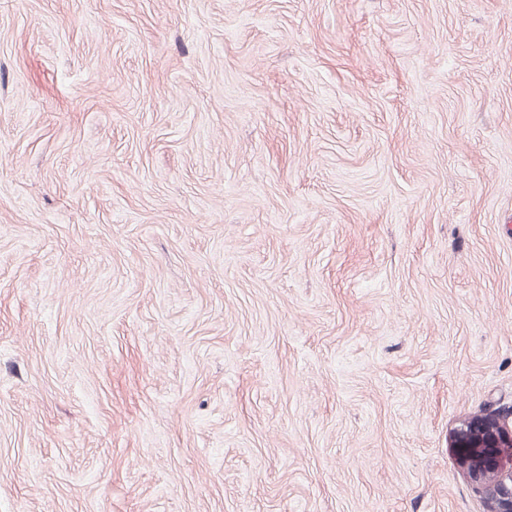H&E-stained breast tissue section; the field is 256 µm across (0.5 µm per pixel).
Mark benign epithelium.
I'll list each match as a JSON object with an SVG mask.
<instances>
[{
	"label": "benign epithelium",
	"instance_id": "7a95c632",
	"mask_svg": "<svg viewBox=\"0 0 512 512\" xmlns=\"http://www.w3.org/2000/svg\"><path fill=\"white\" fill-rule=\"evenodd\" d=\"M455 448V462L484 512H512V415L470 422Z\"/></svg>",
	"mask_w": 512,
	"mask_h": 512
}]
</instances>
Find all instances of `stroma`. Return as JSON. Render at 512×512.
<instances>
[{
	"mask_svg": "<svg viewBox=\"0 0 512 512\" xmlns=\"http://www.w3.org/2000/svg\"><path fill=\"white\" fill-rule=\"evenodd\" d=\"M512 412V0H0V512H484ZM455 462L484 512H512V412L507 417L480 418L461 430Z\"/></svg>",
	"mask_w": 512,
	"mask_h": 512,
	"instance_id": "obj_1",
	"label": "stroma"
}]
</instances>
